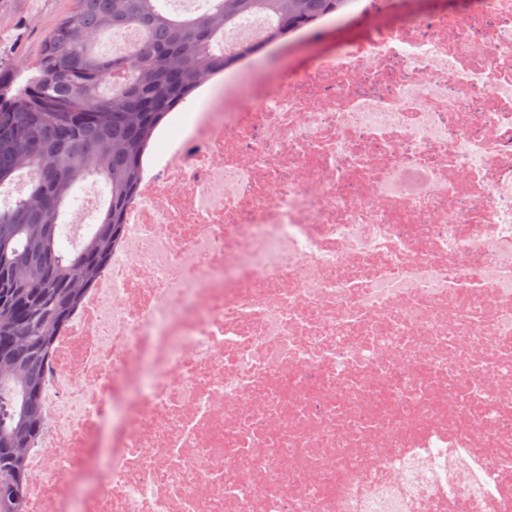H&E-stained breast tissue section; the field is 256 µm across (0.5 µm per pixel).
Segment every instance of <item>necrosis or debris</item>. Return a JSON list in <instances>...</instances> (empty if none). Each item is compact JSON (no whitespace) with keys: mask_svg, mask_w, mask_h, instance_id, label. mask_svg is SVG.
<instances>
[{"mask_svg":"<svg viewBox=\"0 0 512 512\" xmlns=\"http://www.w3.org/2000/svg\"><path fill=\"white\" fill-rule=\"evenodd\" d=\"M40 374L25 512H512V0L226 90Z\"/></svg>","mask_w":512,"mask_h":512,"instance_id":"4bbe7bcc","label":"necrosis or debris"}]
</instances>
